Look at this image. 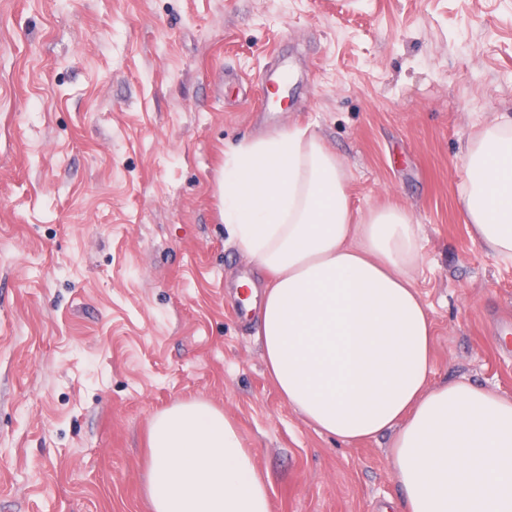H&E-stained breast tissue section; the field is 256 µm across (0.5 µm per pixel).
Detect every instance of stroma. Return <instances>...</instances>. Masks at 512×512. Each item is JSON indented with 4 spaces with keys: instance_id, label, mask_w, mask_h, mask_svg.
<instances>
[{
    "instance_id": "35a3bbf8",
    "label": "stroma",
    "mask_w": 512,
    "mask_h": 512,
    "mask_svg": "<svg viewBox=\"0 0 512 512\" xmlns=\"http://www.w3.org/2000/svg\"><path fill=\"white\" fill-rule=\"evenodd\" d=\"M283 61L288 101L261 112ZM511 110L512 0H0V512H151L150 419L198 398L273 512L397 503L389 438L337 444L271 382L224 158L309 127L355 217L419 226L432 384L512 397V265L459 205L469 137Z\"/></svg>"
}]
</instances>
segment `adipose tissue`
I'll list each match as a JSON object with an SVG mask.
<instances>
[{
  "label": "adipose tissue",
  "mask_w": 512,
  "mask_h": 512,
  "mask_svg": "<svg viewBox=\"0 0 512 512\" xmlns=\"http://www.w3.org/2000/svg\"><path fill=\"white\" fill-rule=\"evenodd\" d=\"M459 202L473 243L512 261V114L467 142ZM236 246L267 272L257 337L281 397L352 444L391 435L400 512H512V398L467 381L428 386L433 329L414 284L403 209L354 223L346 175L308 129L233 149L221 182ZM236 424L204 399L155 413L152 512H272Z\"/></svg>",
  "instance_id": "adipose-tissue-1"
}]
</instances>
